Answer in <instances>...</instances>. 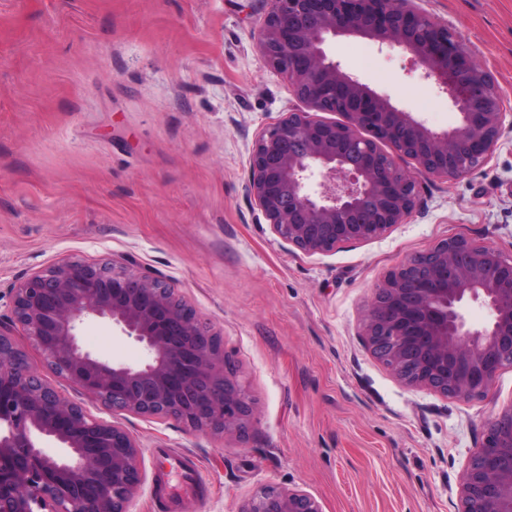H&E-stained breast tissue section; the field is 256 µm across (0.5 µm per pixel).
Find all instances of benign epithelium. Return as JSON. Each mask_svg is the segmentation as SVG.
I'll return each instance as SVG.
<instances>
[{"label": "benign epithelium", "instance_id": "1", "mask_svg": "<svg viewBox=\"0 0 512 512\" xmlns=\"http://www.w3.org/2000/svg\"><path fill=\"white\" fill-rule=\"evenodd\" d=\"M257 45L308 108L262 130L248 189L272 231L308 254L368 242L403 224L417 202L415 178L396 160L444 179L487 164L505 126L503 100L472 48L417 0H269ZM400 49L435 80L458 112L436 131L330 58V38ZM339 112L343 122L310 112ZM371 137L365 138L361 132ZM392 145L396 155L377 147ZM489 313L471 327L464 307ZM14 320L0 323V512H127L139 492L140 444L122 425L92 417L32 368L19 329L64 381L115 411L171 417L195 431L243 437L253 408L216 335L166 283L115 263L66 260L14 288ZM107 318L140 343L139 366L83 350L79 324ZM360 336L409 387L446 397L486 394L512 365V255L457 236L391 270L367 305ZM69 450L47 454L40 439ZM458 512H512V404L486 426L464 470ZM241 512H323L301 489L265 486Z\"/></svg>", "mask_w": 512, "mask_h": 512}]
</instances>
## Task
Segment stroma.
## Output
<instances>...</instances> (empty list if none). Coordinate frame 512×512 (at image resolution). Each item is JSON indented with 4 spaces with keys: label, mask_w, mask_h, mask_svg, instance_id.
Wrapping results in <instances>:
<instances>
[{
    "label": "stroma",
    "mask_w": 512,
    "mask_h": 512,
    "mask_svg": "<svg viewBox=\"0 0 512 512\" xmlns=\"http://www.w3.org/2000/svg\"><path fill=\"white\" fill-rule=\"evenodd\" d=\"M474 50L512 110V0H419ZM268 0H0V319L49 265L116 260L163 277L234 364L254 410L246 439L112 413L20 347L40 376L141 446L128 512H174L165 453L189 454L195 491L175 512H239L262 485L305 490L324 512H458L487 422L512 403V366L486 395L405 386L359 327L392 269L451 236L512 253V129L452 180L419 175L406 223L307 254L276 236L248 192L261 131L305 111L257 46ZM331 57L436 130L447 95L401 50L328 41ZM82 348L130 365L142 346L105 319Z\"/></svg>",
    "instance_id": "obj_1"
}]
</instances>
